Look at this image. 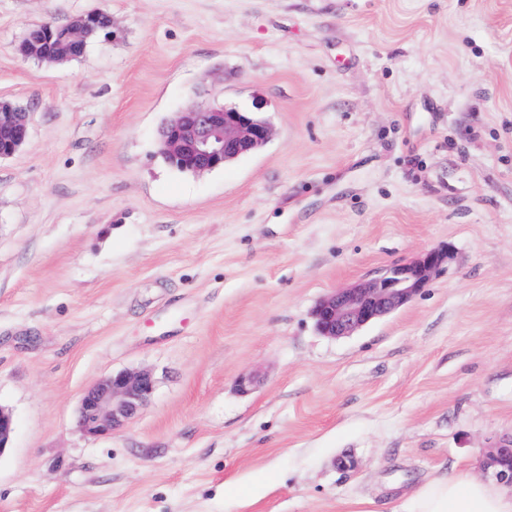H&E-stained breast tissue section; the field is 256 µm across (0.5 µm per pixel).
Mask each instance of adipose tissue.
Segmentation results:
<instances>
[{"label":"adipose tissue","instance_id":"adipose-tissue-1","mask_svg":"<svg viewBox=\"0 0 512 512\" xmlns=\"http://www.w3.org/2000/svg\"><path fill=\"white\" fill-rule=\"evenodd\" d=\"M403 512H512V491L454 468L415 488Z\"/></svg>","mask_w":512,"mask_h":512}]
</instances>
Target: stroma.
Instances as JSON below:
<instances>
[{
    "label": "stroma",
    "instance_id": "obj_1",
    "mask_svg": "<svg viewBox=\"0 0 512 512\" xmlns=\"http://www.w3.org/2000/svg\"><path fill=\"white\" fill-rule=\"evenodd\" d=\"M90 12L112 26L76 60L20 53ZM201 97L273 139L178 172L158 130ZM0 100L30 114L0 160V512H402L439 469L485 478L512 435V0H0ZM445 247L405 307L316 330ZM134 369L138 415L79 430ZM450 253V248L430 249L412 262L392 265L364 283L337 290L312 310L316 329L343 338L391 315L428 285ZM155 387V378L148 370L119 371L104 377L84 394L78 428L91 435L112 434L136 417Z\"/></svg>",
    "mask_w": 512,
    "mask_h": 512
}]
</instances>
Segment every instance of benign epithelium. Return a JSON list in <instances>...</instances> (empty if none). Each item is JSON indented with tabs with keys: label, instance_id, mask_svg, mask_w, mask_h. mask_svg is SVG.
Returning a JSON list of instances; mask_svg holds the SVG:
<instances>
[{
	"label": "benign epithelium",
	"instance_id": "7a95c632",
	"mask_svg": "<svg viewBox=\"0 0 512 512\" xmlns=\"http://www.w3.org/2000/svg\"><path fill=\"white\" fill-rule=\"evenodd\" d=\"M92 15L77 17L67 26L72 43L82 40ZM29 135V112L10 102H0V159L14 155ZM273 129L251 112H241L202 100L165 121L158 137L163 155L172 165L195 174L224 167V164L263 147ZM450 249L434 248L412 262L388 267L376 277L342 288L320 300L311 312L319 333L330 338L352 336L362 328L402 308L425 288ZM156 387L148 370L119 371L104 377L83 396L77 417L78 428L91 435H110L132 421L152 397ZM14 430L11 413L0 407V455L4 454ZM512 456V436L492 445L483 468L512 486V467L503 464Z\"/></svg>",
	"mask_w": 512,
	"mask_h": 512
}]
</instances>
